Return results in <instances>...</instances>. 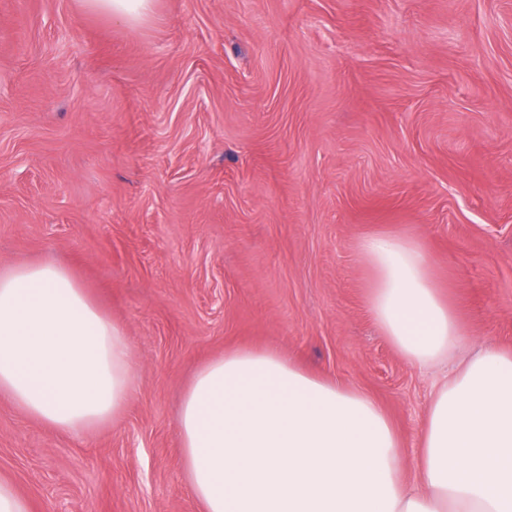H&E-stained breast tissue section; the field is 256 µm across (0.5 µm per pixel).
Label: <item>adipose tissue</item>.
<instances>
[{"mask_svg": "<svg viewBox=\"0 0 512 512\" xmlns=\"http://www.w3.org/2000/svg\"><path fill=\"white\" fill-rule=\"evenodd\" d=\"M370 311L411 365L459 360L434 385L420 451L368 393L312 375L272 347L205 363L186 388L184 479L201 512H512V349L468 352L429 253L363 237ZM139 383L123 324L64 266L0 268V395L57 432L118 420Z\"/></svg>", "mask_w": 512, "mask_h": 512, "instance_id": "1", "label": "adipose tissue"}]
</instances>
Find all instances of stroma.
<instances>
[{
  "label": "stroma",
  "instance_id": "obj_1",
  "mask_svg": "<svg viewBox=\"0 0 512 512\" xmlns=\"http://www.w3.org/2000/svg\"><path fill=\"white\" fill-rule=\"evenodd\" d=\"M377 232L512 348V0H0V267L68 266L139 361L81 435L0 396V478L37 512H200L182 393L235 347L369 393L413 460L439 369L371 316ZM89 7L112 15V19L122 22H140L147 19L152 11L154 0H86Z\"/></svg>",
  "mask_w": 512,
  "mask_h": 512
}]
</instances>
